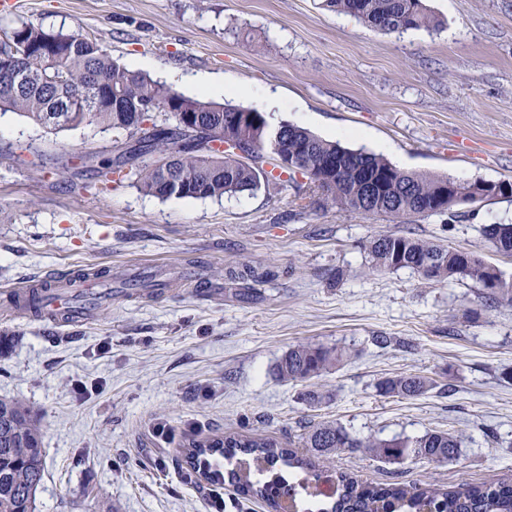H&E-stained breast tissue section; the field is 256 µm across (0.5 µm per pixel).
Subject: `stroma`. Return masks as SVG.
I'll return each instance as SVG.
<instances>
[{"label":"stroma","mask_w":512,"mask_h":512,"mask_svg":"<svg viewBox=\"0 0 512 512\" xmlns=\"http://www.w3.org/2000/svg\"><path fill=\"white\" fill-rule=\"evenodd\" d=\"M436 30L386 36L321 0H0V32L32 23L81 27L124 65L199 97L195 76L277 95L287 121L399 168L461 181H512V0H425ZM127 131H55L0 112V399L25 401L43 429L45 468L35 512H207L211 483L188 474L194 432L261 433L298 442L332 421L360 437H460L452 462L390 464L357 451L332 470L366 482L489 483L512 469V306L466 277L429 283L415 271L367 270L380 234L472 251L512 279V260L482 234L512 224V201L462 205L455 215L394 222L320 206L305 178L220 199L145 195L133 180L90 184L78 157H113ZM165 265L154 295L124 281ZM271 270L252 299L228 269ZM95 268L112 294L81 325L16 313L27 280ZM192 270L194 278L184 277ZM346 350L319 380L331 398L277 364L292 345ZM422 373L416 398L380 395L386 377ZM164 424L168 436L156 435Z\"/></svg>","instance_id":"obj_1"}]
</instances>
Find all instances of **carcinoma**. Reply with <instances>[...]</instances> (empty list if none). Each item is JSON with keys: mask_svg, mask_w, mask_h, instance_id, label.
I'll use <instances>...</instances> for the list:
<instances>
[{"mask_svg": "<svg viewBox=\"0 0 512 512\" xmlns=\"http://www.w3.org/2000/svg\"><path fill=\"white\" fill-rule=\"evenodd\" d=\"M323 2L326 9L350 14L383 34L441 26L424 0ZM11 34L16 52L0 51V111L17 112L56 130L95 125L128 131L129 141L113 158H87L92 176L104 184L132 175L140 191L158 199H219L255 193L262 181L275 183L283 175L292 181L299 173L322 191L326 202L340 209L394 220L438 213L434 202L447 184L463 202L473 198L479 185L403 170L380 155L345 147L289 122H268L262 130L241 118L246 108L184 96L121 64L105 46L78 29L54 32L29 24L12 29ZM177 102L194 112L193 133H185L176 122L144 125L157 110L177 116L172 111ZM221 132L229 150L242 149L252 155V161L221 158L204 150L203 145ZM273 151L288 156L291 166L262 179L254 162ZM156 154L158 159L147 162ZM330 159L336 161V172L320 182L318 175ZM483 236L497 253L512 259V224L485 225ZM365 250L374 272L412 269L423 279L437 282L468 277L489 301L512 305V279L474 252L408 234L377 236L365 244ZM269 275L246 264L226 273L243 297ZM343 357L344 352L335 347L299 343L288 348L277 371L286 381H316ZM433 387L434 382L423 375L386 377L377 384L380 393L405 398ZM42 443L41 423L32 409L20 400L0 399V512H34L44 472ZM185 447L192 453L194 469L207 455L233 463L230 477L245 493L265 499L272 512L282 509L272 489L307 492L320 479L324 462L347 448H361L364 454L393 464L409 459L441 464L461 453L460 439L446 432L428 431L412 439L359 438L335 422L319 423L302 433L297 448L270 434L244 437L235 432L189 437ZM336 481V492L317 512H512V476L477 487L431 482L364 487L346 472Z\"/></svg>", "mask_w": 512, "mask_h": 512, "instance_id": "carcinoma-1", "label": "carcinoma"}]
</instances>
